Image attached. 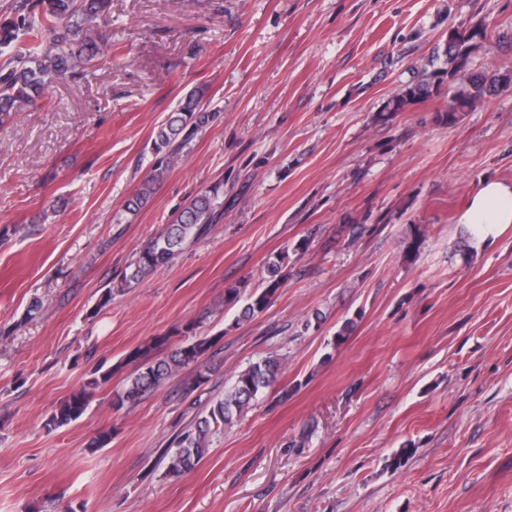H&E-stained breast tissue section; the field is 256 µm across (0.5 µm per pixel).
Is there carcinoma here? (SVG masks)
<instances>
[{"label": "carcinoma", "instance_id": "cac0c4a2", "mask_svg": "<svg viewBox=\"0 0 512 512\" xmlns=\"http://www.w3.org/2000/svg\"><path fill=\"white\" fill-rule=\"evenodd\" d=\"M110 9L111 0H14L9 13L0 16V56L4 57L0 67V126L10 119L11 113L45 100L51 83L74 79L96 64L104 53L106 41L93 32L92 24L106 18ZM472 46L471 42L460 48L448 44V79H454L465 68ZM511 85L510 72L467 77V85L452 95L448 103V123H456L464 112ZM433 87L428 82L406 87L391 100L389 111L398 112L410 101L430 97ZM202 99L201 90L192 91L153 129L155 161L151 172L116 214V223L127 222L140 212L168 170L182 159L187 143L199 129L214 120L215 113L204 110ZM221 194L219 186L196 194L172 223L164 225L157 236L145 243L130 270L123 273L118 287L134 288L156 269L172 263L216 221L219 207L223 206ZM283 265L282 255L268 258L266 286L249 298L238 319L249 321L265 310L282 284ZM178 333L184 339L170 350L167 349L169 337L156 336L133 353L128 362L134 369L126 377L123 391L113 397L112 406L121 409L133 405L188 369L191 376L185 381L187 393L208 382L211 368L200 360L214 346V339L196 335L192 322L183 324ZM281 367L278 357L268 356L239 371L224 389V397L178 436L169 455L168 473L179 476L197 466L209 454L213 438L247 414L257 396L274 385ZM111 379L112 372L104 371L89 381L87 387L56 407L48 424L63 426L77 420L87 409L90 391Z\"/></svg>", "mask_w": 512, "mask_h": 512}]
</instances>
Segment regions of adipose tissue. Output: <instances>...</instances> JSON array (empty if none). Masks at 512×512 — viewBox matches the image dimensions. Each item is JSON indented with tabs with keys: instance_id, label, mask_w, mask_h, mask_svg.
I'll use <instances>...</instances> for the list:
<instances>
[{
	"instance_id": "adipose-tissue-1",
	"label": "adipose tissue",
	"mask_w": 512,
	"mask_h": 512,
	"mask_svg": "<svg viewBox=\"0 0 512 512\" xmlns=\"http://www.w3.org/2000/svg\"><path fill=\"white\" fill-rule=\"evenodd\" d=\"M458 221L469 230L474 247L494 241L512 225V184L492 179L481 182Z\"/></svg>"
}]
</instances>
